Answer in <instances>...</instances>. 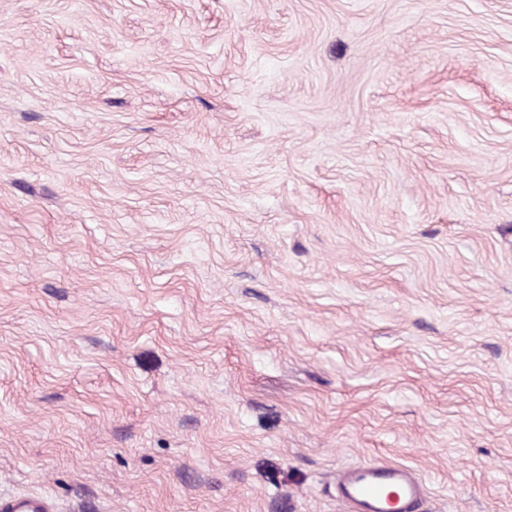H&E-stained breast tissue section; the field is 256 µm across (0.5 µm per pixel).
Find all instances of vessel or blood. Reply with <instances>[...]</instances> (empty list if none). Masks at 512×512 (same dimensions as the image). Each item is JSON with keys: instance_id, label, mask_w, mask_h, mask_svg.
<instances>
[{"instance_id": "b4317fda", "label": "vessel or blood", "mask_w": 512, "mask_h": 512, "mask_svg": "<svg viewBox=\"0 0 512 512\" xmlns=\"http://www.w3.org/2000/svg\"><path fill=\"white\" fill-rule=\"evenodd\" d=\"M337 490L352 512H425V486L410 469L385 461L360 463L338 477ZM0 512H52L46 499L0 498Z\"/></svg>"}]
</instances>
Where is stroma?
Listing matches in <instances>:
<instances>
[{
  "instance_id": "1",
  "label": "stroma",
  "mask_w": 512,
  "mask_h": 512,
  "mask_svg": "<svg viewBox=\"0 0 512 512\" xmlns=\"http://www.w3.org/2000/svg\"><path fill=\"white\" fill-rule=\"evenodd\" d=\"M512 512V0H0V494ZM337 490L352 512H427L425 486L410 469L389 462L360 463L338 477ZM394 491V498L390 492Z\"/></svg>"
}]
</instances>
